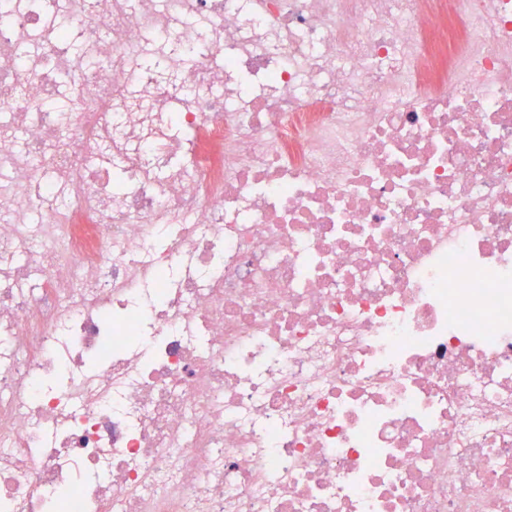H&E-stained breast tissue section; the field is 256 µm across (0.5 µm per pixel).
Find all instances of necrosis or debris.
<instances>
[{
  "label": "necrosis or debris",
  "mask_w": 512,
  "mask_h": 512,
  "mask_svg": "<svg viewBox=\"0 0 512 512\" xmlns=\"http://www.w3.org/2000/svg\"><path fill=\"white\" fill-rule=\"evenodd\" d=\"M0 512H512V0H0Z\"/></svg>",
  "instance_id": "1"
}]
</instances>
